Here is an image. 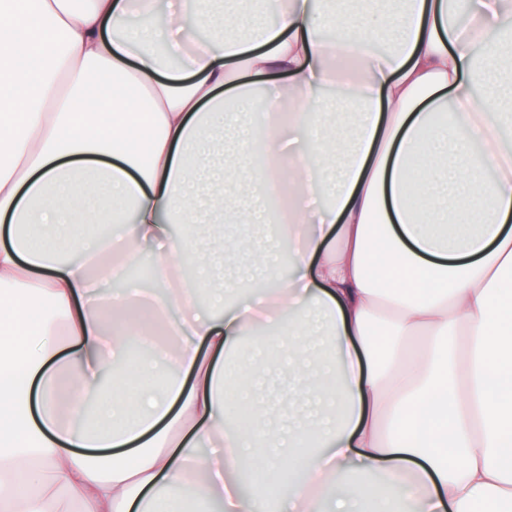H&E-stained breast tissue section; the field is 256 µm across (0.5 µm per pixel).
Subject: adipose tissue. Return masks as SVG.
Returning <instances> with one entry per match:
<instances>
[{
    "label": "adipose tissue",
    "instance_id": "obj_1",
    "mask_svg": "<svg viewBox=\"0 0 512 512\" xmlns=\"http://www.w3.org/2000/svg\"><path fill=\"white\" fill-rule=\"evenodd\" d=\"M185 2L0 0V314L38 316L0 328L1 366L28 338L0 512H264L246 463L284 476L277 512H512V9L265 0L272 22L203 15L193 43ZM224 122L297 242L229 307L254 268L206 289L216 260L173 230L254 221L238 173L189 163ZM145 246L162 294L95 298ZM143 336L162 389L101 386ZM281 351L301 412L275 425L259 369Z\"/></svg>",
    "mask_w": 512,
    "mask_h": 512
}]
</instances>
